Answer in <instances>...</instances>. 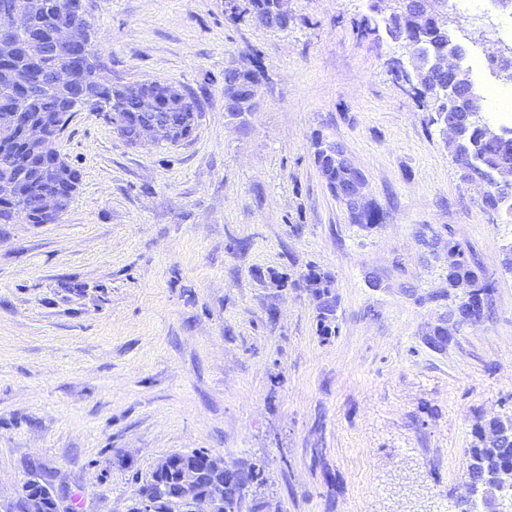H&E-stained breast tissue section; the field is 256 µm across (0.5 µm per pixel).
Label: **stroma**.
Masks as SVG:
<instances>
[{
    "label": "stroma",
    "instance_id": "stroma-1",
    "mask_svg": "<svg viewBox=\"0 0 512 512\" xmlns=\"http://www.w3.org/2000/svg\"><path fill=\"white\" fill-rule=\"evenodd\" d=\"M275 30L224 0H88L113 82L201 98L180 145L133 147L76 112L59 149L80 174L55 224H0V507L31 473L67 512H128L164 457L260 462L242 512H456L477 418L512 415V213L486 210L395 46L361 37L368 0H289ZM503 12L449 13L481 54ZM261 63V106L232 126L224 72ZM365 174L384 219L350 223L318 138ZM493 285L448 347V246ZM331 273L335 336L304 289ZM275 288H305L316 303L317 327L320 335L336 333L335 325L338 297L334 292V279L327 271L316 265H309L298 280L289 281L283 274L271 273Z\"/></svg>",
    "mask_w": 512,
    "mask_h": 512
}]
</instances>
